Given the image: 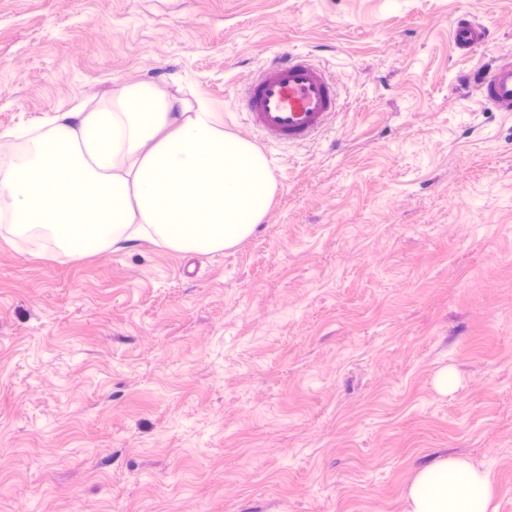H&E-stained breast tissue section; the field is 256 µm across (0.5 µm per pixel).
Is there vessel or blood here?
<instances>
[{"mask_svg": "<svg viewBox=\"0 0 512 512\" xmlns=\"http://www.w3.org/2000/svg\"><path fill=\"white\" fill-rule=\"evenodd\" d=\"M458 48L472 51L491 33L458 18L452 29ZM463 84L476 85L483 101L501 112H512V61L466 73ZM243 122L265 139L303 143L325 132L342 109L336 84L327 69L305 55L287 51L267 61L241 98Z\"/></svg>", "mask_w": 512, "mask_h": 512, "instance_id": "1", "label": "vessel or blood"}]
</instances>
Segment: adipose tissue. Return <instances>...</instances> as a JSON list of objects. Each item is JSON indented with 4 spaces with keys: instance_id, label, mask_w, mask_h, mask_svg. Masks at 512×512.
I'll return each instance as SVG.
<instances>
[{
    "instance_id": "1",
    "label": "adipose tissue",
    "mask_w": 512,
    "mask_h": 512,
    "mask_svg": "<svg viewBox=\"0 0 512 512\" xmlns=\"http://www.w3.org/2000/svg\"><path fill=\"white\" fill-rule=\"evenodd\" d=\"M0 169V226L38 236L71 257L151 237L176 252L224 250L264 219L274 178L248 141L225 134L203 98L127 85L112 105L55 113L46 131L17 141ZM409 512H484L463 466L438 463L413 480Z\"/></svg>"
}]
</instances>
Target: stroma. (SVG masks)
Here are the masks:
<instances>
[{
    "mask_svg": "<svg viewBox=\"0 0 512 512\" xmlns=\"http://www.w3.org/2000/svg\"><path fill=\"white\" fill-rule=\"evenodd\" d=\"M287 49L344 109L258 142L235 246L0 230V512H407L444 459L512 512V115L458 81L512 52V0H0V132L148 80L248 140L234 95ZM453 41L458 48L466 52L486 44L491 37L487 27L474 26L466 16L458 18L452 29Z\"/></svg>",
    "mask_w": 512,
    "mask_h": 512,
    "instance_id": "obj_1",
    "label": "stroma"
}]
</instances>
